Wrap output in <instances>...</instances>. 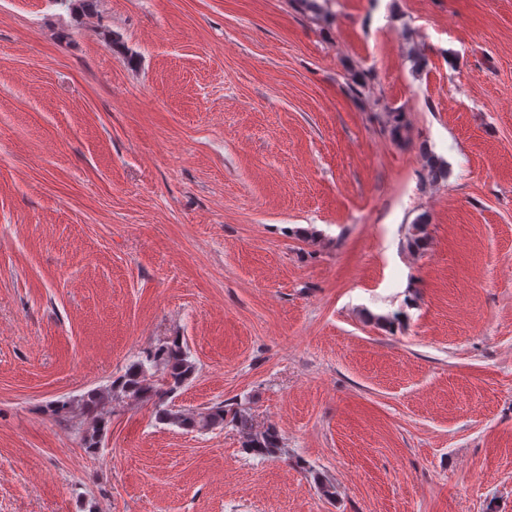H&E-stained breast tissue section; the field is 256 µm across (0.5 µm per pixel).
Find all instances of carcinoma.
<instances>
[{
  "instance_id": "carcinoma-1",
  "label": "carcinoma",
  "mask_w": 512,
  "mask_h": 512,
  "mask_svg": "<svg viewBox=\"0 0 512 512\" xmlns=\"http://www.w3.org/2000/svg\"><path fill=\"white\" fill-rule=\"evenodd\" d=\"M75 15H82L92 9L95 0H54ZM383 128L398 145L411 142L410 123L405 112L396 109L386 111ZM448 179V167L445 162L432 153L424 152L422 181L430 186ZM429 215L423 213L407 229V245L411 250H423L428 245ZM195 365L189 360L188 353L174 339L154 352L147 354L145 360L129 365L124 375L112 383L108 392L90 391L81 399L80 410L88 416L102 414L112 397L120 395L136 403L153 401L157 419L187 430H209L224 425L226 411L217 404L201 411L176 409L165 403V397L184 384L194 373ZM232 422L243 436V449L260 457L277 454L281 451V438L274 426L263 430L253 428L246 414L236 411Z\"/></svg>"
}]
</instances>
